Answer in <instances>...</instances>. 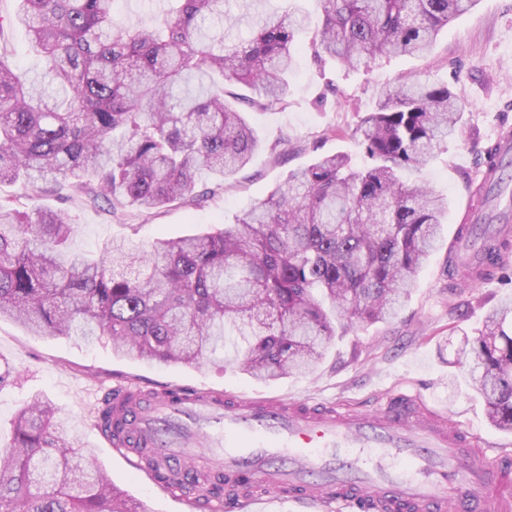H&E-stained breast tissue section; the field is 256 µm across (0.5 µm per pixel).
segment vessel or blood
<instances>
[{
  "label": "vessel or blood",
  "instance_id": "b4317fda",
  "mask_svg": "<svg viewBox=\"0 0 512 512\" xmlns=\"http://www.w3.org/2000/svg\"><path fill=\"white\" fill-rule=\"evenodd\" d=\"M495 146L480 172L484 188L512 155V127H500ZM127 392L116 387L105 400L126 404L121 428L98 417L93 427L190 512H269L279 501L303 512H512V500L496 492L512 462L485 466L473 435L443 413L423 416L410 390L365 413L272 397L246 403L194 387L132 402ZM202 439L210 456L188 473L182 460Z\"/></svg>",
  "mask_w": 512,
  "mask_h": 512
}]
</instances>
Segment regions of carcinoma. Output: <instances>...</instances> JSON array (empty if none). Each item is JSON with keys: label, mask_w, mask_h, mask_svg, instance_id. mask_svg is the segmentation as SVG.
<instances>
[{"label": "carcinoma", "mask_w": 512, "mask_h": 512, "mask_svg": "<svg viewBox=\"0 0 512 512\" xmlns=\"http://www.w3.org/2000/svg\"><path fill=\"white\" fill-rule=\"evenodd\" d=\"M120 0H17L39 71L0 59V320L35 336H105L117 355L196 366L219 355L261 382L309 375L338 323L384 322L443 235L448 198L404 173L427 165L464 121L446 84L401 77L357 131L370 163L324 155L288 173L235 224L146 245L110 239L71 251L67 213L42 195L82 199L119 222L224 191L262 147L239 106H288L296 33L308 15L259 18L224 36L226 0H175L150 26H123ZM316 59L350 71L380 57L424 56L477 0H318ZM210 180L195 191L201 177ZM511 240L490 238L448 275H491ZM457 363L490 423L512 431V301L463 338ZM0 512H146L78 451L35 399L0 450Z\"/></svg>", "instance_id": "1"}]
</instances>
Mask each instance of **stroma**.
Masks as SVG:
<instances>
[{
	"mask_svg": "<svg viewBox=\"0 0 512 512\" xmlns=\"http://www.w3.org/2000/svg\"><path fill=\"white\" fill-rule=\"evenodd\" d=\"M311 10L312 28L295 38V69L289 77L288 106L275 112L250 111L247 119L263 147L240 173L224 182L223 193L205 197L200 206H171L143 218L138 231L111 219L105 208L81 202L38 199L45 208L66 207L75 225L72 246L96 251L114 237L137 240L176 237L234 223L237 215L267 197L289 171L336 152L366 161L355 132L360 116L371 111L380 88L400 75L449 84L465 112L455 136L419 172L420 180L448 198L444 243L419 271L409 298L387 323L358 325L337 333L325 357L308 377L263 383L235 365L186 366L116 355L108 342L86 344L65 336H33L20 325L0 321V366L13 375L0 387V446L10 443L16 411L32 397L50 402L68 418L69 439L92 449L112 482L136 499L146 512H188L145 479L133 478L123 461L105 446L91 419L100 398L116 384L188 385L241 399L274 396L311 404L339 403L361 411L386 393L405 388L421 392L427 407L439 408L461 428L476 435V450L487 465L512 454V432L492 426L485 403L454 366L462 336H476L491 308L512 299V266L496 279L468 285L448 277V247L457 229L456 213L494 140L499 124H512V0H478L469 13L450 22L430 56L395 57L346 71L333 62L318 64L311 52L313 29L320 19L316 0H296ZM287 0H229L232 34L250 37L261 14L281 11Z\"/></svg>",
	"mask_w": 512,
	"mask_h": 512,
	"instance_id": "1",
	"label": "stroma"
}]
</instances>
